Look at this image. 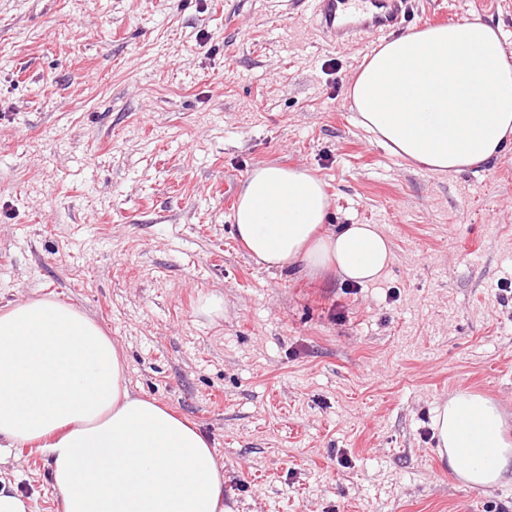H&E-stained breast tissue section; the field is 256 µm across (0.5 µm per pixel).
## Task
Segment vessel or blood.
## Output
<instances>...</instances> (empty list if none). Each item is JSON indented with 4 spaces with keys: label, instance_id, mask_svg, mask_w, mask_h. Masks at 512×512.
<instances>
[{
    "label": "vessel or blood",
    "instance_id": "obj_1",
    "mask_svg": "<svg viewBox=\"0 0 512 512\" xmlns=\"http://www.w3.org/2000/svg\"><path fill=\"white\" fill-rule=\"evenodd\" d=\"M317 27L336 46L403 30L412 0H313Z\"/></svg>",
    "mask_w": 512,
    "mask_h": 512
}]
</instances>
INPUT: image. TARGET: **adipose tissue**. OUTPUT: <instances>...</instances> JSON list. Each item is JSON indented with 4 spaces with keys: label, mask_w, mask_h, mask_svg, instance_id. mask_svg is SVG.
<instances>
[{
    "label": "adipose tissue",
    "mask_w": 512,
    "mask_h": 512,
    "mask_svg": "<svg viewBox=\"0 0 512 512\" xmlns=\"http://www.w3.org/2000/svg\"><path fill=\"white\" fill-rule=\"evenodd\" d=\"M357 123L392 155L435 173L497 159L512 135V55L480 19L381 42L349 89ZM322 179L260 165L234 227L252 258L365 285L391 260L374 224L325 219ZM451 468L473 486L512 467V438L487 397L459 392L434 420ZM33 446L49 460L58 512H225L224 466L196 425L131 393L110 336L85 312L44 295L0 309V463Z\"/></svg>",
    "instance_id": "obj_1"
}]
</instances>
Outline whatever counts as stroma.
I'll return each mask as SVG.
<instances>
[{
    "label": "stroma",
    "mask_w": 512,
    "mask_h": 512,
    "mask_svg": "<svg viewBox=\"0 0 512 512\" xmlns=\"http://www.w3.org/2000/svg\"><path fill=\"white\" fill-rule=\"evenodd\" d=\"M414 2L412 29L477 16L512 49V0ZM379 43L331 45L308 0H0V308L93 318L208 436L226 512H512V470L466 485L433 433L458 392L512 428V137L458 174L390 154L348 99ZM264 164L320 177L327 226L378 225L384 274L257 265L226 197ZM4 470L57 512L38 449Z\"/></svg>",
    "instance_id": "1"
}]
</instances>
